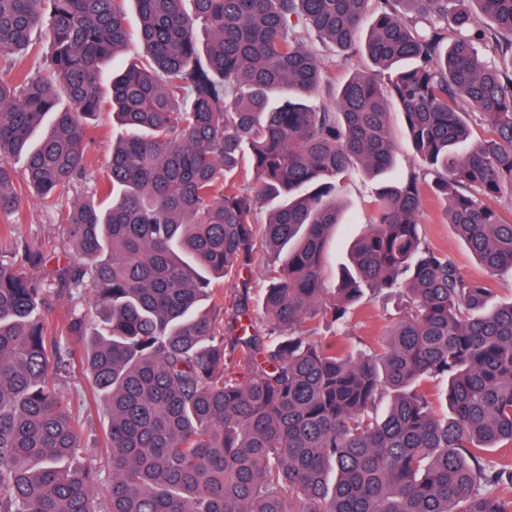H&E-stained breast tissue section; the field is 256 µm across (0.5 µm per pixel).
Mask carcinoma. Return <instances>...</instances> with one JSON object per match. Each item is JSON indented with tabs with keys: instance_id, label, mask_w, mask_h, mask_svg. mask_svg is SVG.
I'll return each mask as SVG.
<instances>
[{
	"instance_id": "1",
	"label": "carcinoma",
	"mask_w": 512,
	"mask_h": 512,
	"mask_svg": "<svg viewBox=\"0 0 512 512\" xmlns=\"http://www.w3.org/2000/svg\"><path fill=\"white\" fill-rule=\"evenodd\" d=\"M133 2L142 54L106 86L126 0H0V512H512V301L493 288L512 218L484 202L512 190V0H377L371 69L322 112L297 29L346 53L372 0ZM45 41L46 68L17 67ZM394 111L417 169L388 183ZM104 113L121 131L100 168L86 134ZM356 170L381 185L328 288ZM78 182L92 192L71 199ZM429 196L485 277L428 243ZM31 202L65 225L67 262L16 235ZM261 252L266 331L243 330L246 292L229 321L200 309ZM54 293L73 302L61 327ZM380 295L404 303L385 337L319 338ZM74 358L110 418L103 500L99 471L69 463L54 379Z\"/></svg>"
}]
</instances>
